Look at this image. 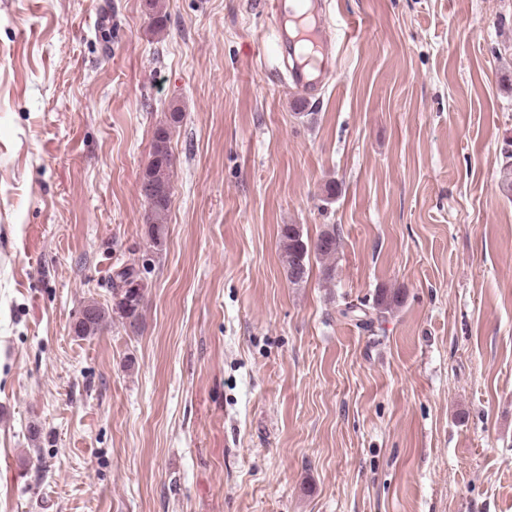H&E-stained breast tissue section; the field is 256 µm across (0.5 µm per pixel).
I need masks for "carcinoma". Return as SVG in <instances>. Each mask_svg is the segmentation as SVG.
<instances>
[{
	"label": "carcinoma",
	"mask_w": 512,
	"mask_h": 512,
	"mask_svg": "<svg viewBox=\"0 0 512 512\" xmlns=\"http://www.w3.org/2000/svg\"><path fill=\"white\" fill-rule=\"evenodd\" d=\"M146 6L155 31H164L167 21L164 0H146ZM180 119L181 113L173 111L169 115L168 123L156 128L153 149L157 159L148 164L142 175V178L154 185L157 190L154 198L148 203L146 219V223L149 224L148 236L155 248L162 245L171 202L174 162L170 150V127L179 123ZM280 244L283 265H295L300 270V275L291 280V283L298 285L304 282L309 275L313 260L320 265L322 280L330 283L335 279L336 254L340 246L336 227H326L312 240L304 235L298 225L284 224L280 228ZM145 271L147 266L140 265L134 259L120 264L112 277V308L107 309L95 301L87 304L75 324L76 333L89 335L100 331L109 323L113 313L121 319L124 328L133 333H140L143 329L142 311L145 289H137L135 285L143 280ZM397 303H399L397 293L390 294L384 291L377 295L374 310L381 316L390 312L392 306ZM339 314L356 321L357 326L365 330L373 325V318L364 303H348L339 310Z\"/></svg>",
	"instance_id": "1"
}]
</instances>
